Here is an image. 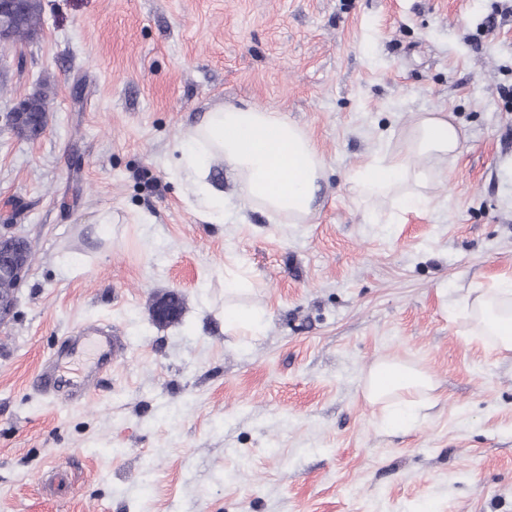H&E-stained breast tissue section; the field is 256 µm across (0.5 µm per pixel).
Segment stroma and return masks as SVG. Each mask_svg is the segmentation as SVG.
<instances>
[{"label": "stroma", "mask_w": 512, "mask_h": 512, "mask_svg": "<svg viewBox=\"0 0 512 512\" xmlns=\"http://www.w3.org/2000/svg\"><path fill=\"white\" fill-rule=\"evenodd\" d=\"M42 90V135L0 129V225L35 254L0 326V512H512V352L458 305L512 277V0H42L37 38L0 49V113ZM223 105L312 139L304 223L245 206L219 159L224 221L193 214L172 149ZM420 112L465 134L426 206L350 193ZM86 325L128 348L73 404ZM383 358L436 384L410 430L363 396ZM67 453V485L42 480ZM264 311L257 307L225 305L224 322L227 325L255 332L259 329Z\"/></svg>", "instance_id": "35a3bbf8"}]
</instances>
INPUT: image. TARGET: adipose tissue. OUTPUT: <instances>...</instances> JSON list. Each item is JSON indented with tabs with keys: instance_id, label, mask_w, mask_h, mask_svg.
<instances>
[{
	"instance_id": "ef3b65f1",
	"label": "adipose tissue",
	"mask_w": 512,
	"mask_h": 512,
	"mask_svg": "<svg viewBox=\"0 0 512 512\" xmlns=\"http://www.w3.org/2000/svg\"><path fill=\"white\" fill-rule=\"evenodd\" d=\"M463 138L452 115L421 113L403 135L404 148L362 164L350 190L364 198L395 195L404 211L421 208L426 197L419 187L429 172L414 165V158L455 159ZM174 150L175 169L192 184L195 212L211 224L224 221V197L204 180L213 159H224L235 171L241 197L292 224L303 223L311 214L325 172L323 157L302 128L280 113L251 107L221 106L206 112ZM461 307L474 313L476 335L492 340L499 351H512V278L463 298ZM433 388L432 377L423 369L382 359L369 369L363 394L381 407L389 426L407 428Z\"/></svg>"
}]
</instances>
